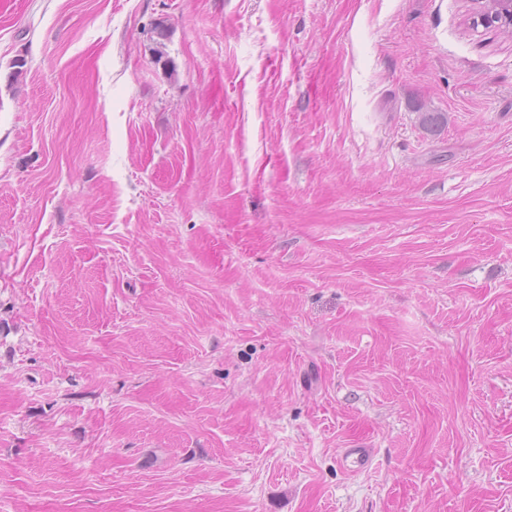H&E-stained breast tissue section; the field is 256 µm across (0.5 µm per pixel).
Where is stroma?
Returning a JSON list of instances; mask_svg holds the SVG:
<instances>
[{
    "mask_svg": "<svg viewBox=\"0 0 512 512\" xmlns=\"http://www.w3.org/2000/svg\"><path fill=\"white\" fill-rule=\"evenodd\" d=\"M469 8L0 0V512H512Z\"/></svg>",
    "mask_w": 512,
    "mask_h": 512,
    "instance_id": "stroma-1",
    "label": "stroma"
}]
</instances>
